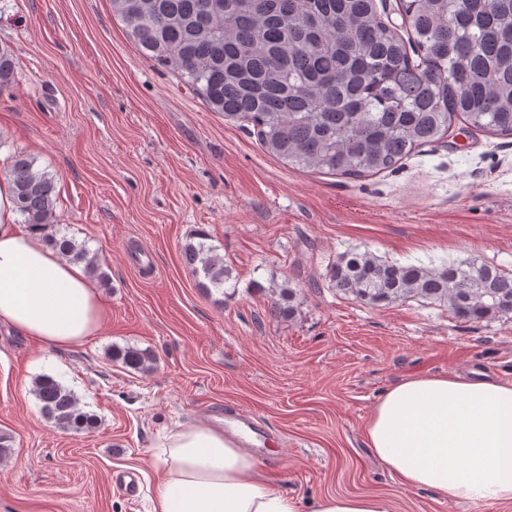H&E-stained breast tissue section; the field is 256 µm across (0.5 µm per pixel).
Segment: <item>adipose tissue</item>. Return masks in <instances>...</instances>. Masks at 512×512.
<instances>
[{
	"label": "adipose tissue",
	"mask_w": 512,
	"mask_h": 512,
	"mask_svg": "<svg viewBox=\"0 0 512 512\" xmlns=\"http://www.w3.org/2000/svg\"><path fill=\"white\" fill-rule=\"evenodd\" d=\"M100 292L82 264L23 224L12 186L0 178V326L51 348L97 335ZM368 448L407 487L451 502H512V386L485 378L426 374L395 384L366 423ZM151 512H302L262 480L256 459L208 423L162 437ZM312 512H391L377 495H326Z\"/></svg>",
	"instance_id": "obj_1"
}]
</instances>
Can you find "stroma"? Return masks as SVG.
<instances>
[{"label":"stroma","instance_id":"obj_1","mask_svg":"<svg viewBox=\"0 0 512 512\" xmlns=\"http://www.w3.org/2000/svg\"><path fill=\"white\" fill-rule=\"evenodd\" d=\"M0 169L16 152L56 178V222L108 273L98 336L46 348L0 328V512H149L155 447L209 409L257 414L268 482L310 503L380 495L392 512H512L407 488L374 457L365 422L403 379L474 371L512 384V317L463 322L409 300L372 307L326 272L352 249L402 264L478 258L512 270V138L456 123L396 169L349 177L292 168L143 56L109 0H0ZM231 269L205 291L183 258L197 232ZM299 289L292 321L270 289ZM152 350L140 373L113 348ZM74 392L99 427L43 417L34 380ZM139 476L136 496L113 489Z\"/></svg>","mask_w":512,"mask_h":512}]
</instances>
